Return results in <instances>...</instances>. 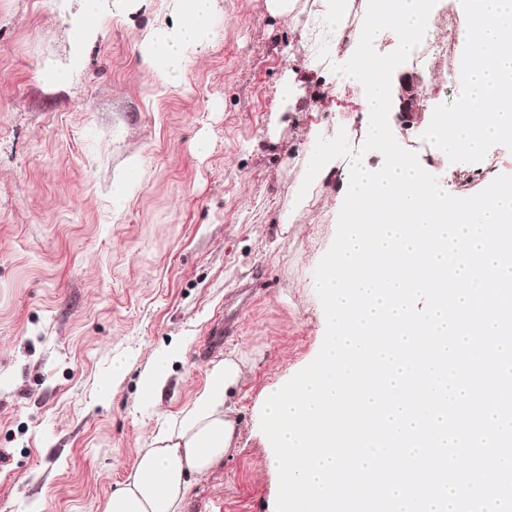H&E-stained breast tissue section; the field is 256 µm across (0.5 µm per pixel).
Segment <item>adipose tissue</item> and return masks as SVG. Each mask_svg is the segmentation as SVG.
Masks as SVG:
<instances>
[{
	"label": "adipose tissue",
	"instance_id": "obj_1",
	"mask_svg": "<svg viewBox=\"0 0 512 512\" xmlns=\"http://www.w3.org/2000/svg\"><path fill=\"white\" fill-rule=\"evenodd\" d=\"M464 24L458 32L467 55L463 70L470 93L455 105V129L432 124L435 155L455 156L476 168L486 145L512 139V0H453ZM220 0H181L178 20L155 28L143 53L155 72L176 81L183 62L204 48ZM242 359L213 363L193 401L142 449L126 480L105 500L102 512H181L192 476L207 474L232 447L238 419L232 398L243 378Z\"/></svg>",
	"mask_w": 512,
	"mask_h": 512
}]
</instances>
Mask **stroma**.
I'll use <instances>...</instances> for the list:
<instances>
[{
  "instance_id": "1",
  "label": "stroma",
  "mask_w": 512,
  "mask_h": 512,
  "mask_svg": "<svg viewBox=\"0 0 512 512\" xmlns=\"http://www.w3.org/2000/svg\"><path fill=\"white\" fill-rule=\"evenodd\" d=\"M81 0H0V512H100L148 447L160 416L188 405L211 363L242 358L238 436L195 478L183 512H276L278 469L260 427L266 394L312 362L324 313L315 270L342 206L339 172L292 208L312 130L361 143L356 88L310 77L308 103L281 109L279 86L310 44L303 17L266 0H223L207 47L177 85L143 41L168 8L100 0L71 66ZM445 60L393 73L429 93L400 142L427 153L428 125L466 92ZM177 344L157 405L141 374ZM113 394L97 381L113 356Z\"/></svg>"
}]
</instances>
